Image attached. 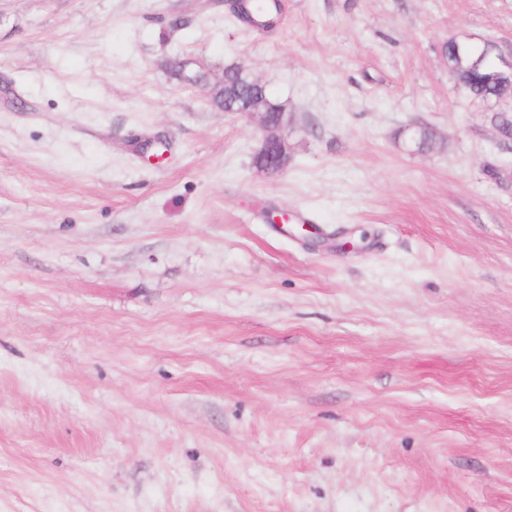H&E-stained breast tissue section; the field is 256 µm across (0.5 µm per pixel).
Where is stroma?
<instances>
[{
	"mask_svg": "<svg viewBox=\"0 0 512 512\" xmlns=\"http://www.w3.org/2000/svg\"><path fill=\"white\" fill-rule=\"evenodd\" d=\"M279 2L0 0V512H512V0ZM456 40H449L446 54L452 74L459 86L470 96L483 101L497 99L507 87L509 67L497 64L485 46H472L469 50L459 51ZM248 82L245 83L246 106L238 111L243 112L250 118H254L263 131L262 145L257 152L260 158L258 169L266 174L275 175L282 172L288 165V126L291 118L288 112H278L273 104L282 106L269 100L264 93L256 95L250 93V86L266 87V85L257 78H251L247 75Z\"/></svg>",
	"mask_w": 512,
	"mask_h": 512,
	"instance_id": "1",
	"label": "stroma"
}]
</instances>
